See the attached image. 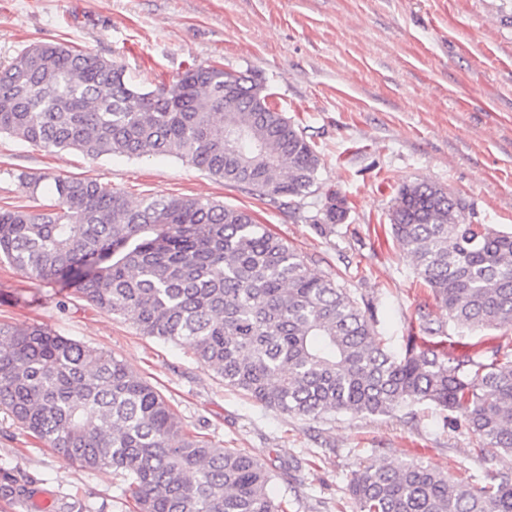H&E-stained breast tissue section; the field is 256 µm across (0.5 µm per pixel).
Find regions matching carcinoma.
Masks as SVG:
<instances>
[{
    "mask_svg": "<svg viewBox=\"0 0 512 512\" xmlns=\"http://www.w3.org/2000/svg\"><path fill=\"white\" fill-rule=\"evenodd\" d=\"M0 132L91 159L174 156L260 198L313 193L320 157L242 72L192 65L142 91L124 66L41 43L0 67ZM50 211L0 209V260L62 281L144 336L190 343L196 361L265 407L320 419L429 403L462 415L482 453L512 454V344L453 342L418 312L395 353L370 308L241 208L190 197L133 205L94 179L56 176ZM466 203L404 184L391 233L460 328H512V229L465 222ZM327 196L326 235L347 217ZM0 409L82 469L123 471L137 512H288L257 459L187 435L168 401L125 363L37 324L0 325ZM348 490L359 512H512V477L474 489L420 464L369 462Z\"/></svg>",
    "mask_w": 512,
    "mask_h": 512,
    "instance_id": "carcinoma-1",
    "label": "carcinoma"
}]
</instances>
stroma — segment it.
Wrapping results in <instances>:
<instances>
[{
    "label": "stroma",
    "instance_id": "stroma-1",
    "mask_svg": "<svg viewBox=\"0 0 512 512\" xmlns=\"http://www.w3.org/2000/svg\"><path fill=\"white\" fill-rule=\"evenodd\" d=\"M61 42L121 61L153 89L213 64L254 77L320 155L316 193L291 209L225 184L171 156L89 160L0 134V208L42 210L56 176L92 178L131 203L187 196L251 212L258 223L368 302L378 331L401 343L418 311L445 310L393 240L389 213L403 184L430 182L465 198L471 224L512 226V0H0V66L24 48ZM39 179L37 192L20 175ZM348 213L335 232L308 218L330 191ZM0 323H38L124 361L169 401L185 431L258 459L288 512H358L351 470L419 463L462 483L512 469L487 459L445 411L320 420L265 408L225 387L191 346L141 335L55 281L0 263ZM120 472L84 470L0 412V512H135Z\"/></svg>",
    "mask_w": 512,
    "mask_h": 512
}]
</instances>
